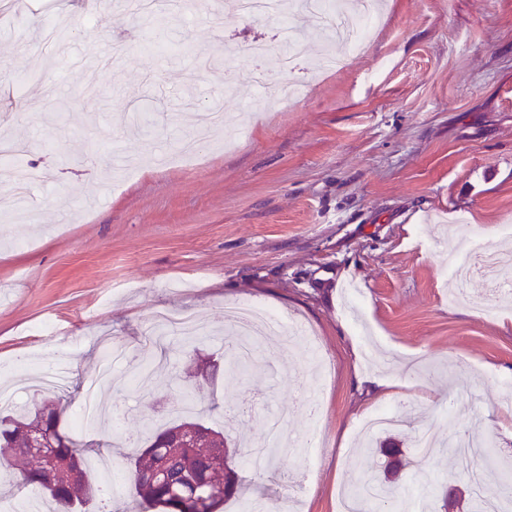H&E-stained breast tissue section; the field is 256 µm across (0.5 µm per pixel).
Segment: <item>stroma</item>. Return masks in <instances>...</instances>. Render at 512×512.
<instances>
[{"label":"stroma","instance_id":"obj_1","mask_svg":"<svg viewBox=\"0 0 512 512\" xmlns=\"http://www.w3.org/2000/svg\"><path fill=\"white\" fill-rule=\"evenodd\" d=\"M0 126L29 142L26 161L46 180L15 215L0 220V385H15L16 362L37 373L80 343L60 394L71 408L117 349L105 386L113 424L61 429L88 448L94 479L124 462L127 436L162 424L191 386L211 407L210 422L250 446L268 443L270 417L288 411L278 445L244 500L288 512H339L368 466L352 443L370 410L420 402L416 419L391 432L408 462L399 492L418 512H444L449 488L478 486L488 500L507 495L512 466V300L483 274L454 301L448 249H504L512 235V0H384L383 24L367 51L341 70L321 71L326 30L294 22L308 48L298 104L266 101L248 58L222 61L236 45L270 38L273 28L224 11V0L160 18L200 51L196 84L189 56L148 49L152 18L119 0H0ZM39 72L23 90L15 78ZM206 108L224 115L230 151L200 149L178 167L162 164L172 142L189 137ZM151 112L152 137L129 128ZM253 301L313 329L322 365L294 337L282 366V336L267 339L247 376L201 381L190 364L222 360L228 304ZM191 309L206 337L141 340L157 312ZM395 354L392 385L367 381L375 355ZM320 403L317 417L290 410L297 393ZM257 401L229 422L226 404ZM448 437L476 429L499 461L449 470L443 454L418 458L423 429Z\"/></svg>","mask_w":512,"mask_h":512}]
</instances>
